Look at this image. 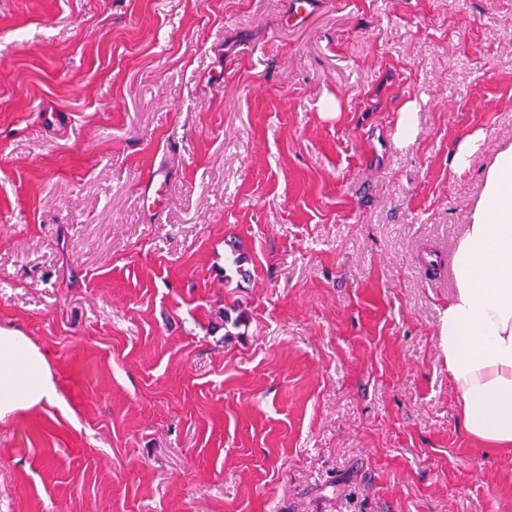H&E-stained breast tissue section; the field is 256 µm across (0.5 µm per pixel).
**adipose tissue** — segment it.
Listing matches in <instances>:
<instances>
[{
  "instance_id": "obj_1",
  "label": "adipose tissue",
  "mask_w": 512,
  "mask_h": 512,
  "mask_svg": "<svg viewBox=\"0 0 512 512\" xmlns=\"http://www.w3.org/2000/svg\"><path fill=\"white\" fill-rule=\"evenodd\" d=\"M482 180L456 249V288L439 345L469 437L512 451V145L496 153ZM58 400L47 353L21 331L0 326V421Z\"/></svg>"
}]
</instances>
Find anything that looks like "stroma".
I'll return each instance as SVG.
<instances>
[{"mask_svg": "<svg viewBox=\"0 0 512 512\" xmlns=\"http://www.w3.org/2000/svg\"><path fill=\"white\" fill-rule=\"evenodd\" d=\"M288 2L0 0V512H512L438 336L512 0ZM483 140L484 136L481 132H476L461 140L452 154V166L458 171L466 169L471 156L479 150ZM58 401L47 353L21 331L0 326V421Z\"/></svg>", "mask_w": 512, "mask_h": 512, "instance_id": "obj_1", "label": "stroma"}]
</instances>
